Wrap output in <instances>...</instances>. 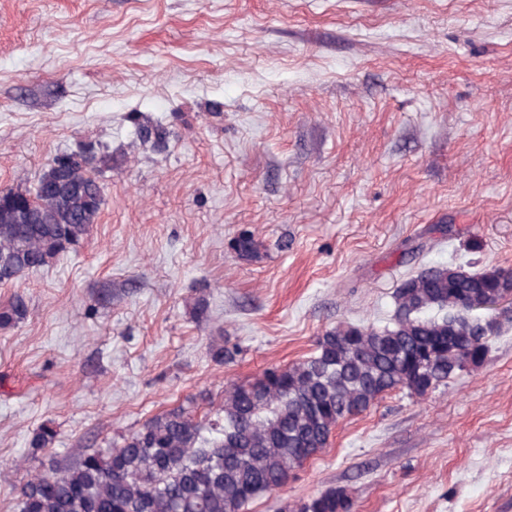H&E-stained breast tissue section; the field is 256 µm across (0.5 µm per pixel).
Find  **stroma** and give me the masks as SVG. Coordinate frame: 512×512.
<instances>
[{"mask_svg": "<svg viewBox=\"0 0 512 512\" xmlns=\"http://www.w3.org/2000/svg\"><path fill=\"white\" fill-rule=\"evenodd\" d=\"M90 144L111 156L90 234L0 284L29 299L0 329V512L47 463L44 422L59 456L106 448L336 323L389 325L423 267L512 271V0H0V188ZM329 487L352 512H512V323L478 366L344 421L250 512Z\"/></svg>", "mask_w": 512, "mask_h": 512, "instance_id": "1", "label": "stroma"}]
</instances>
